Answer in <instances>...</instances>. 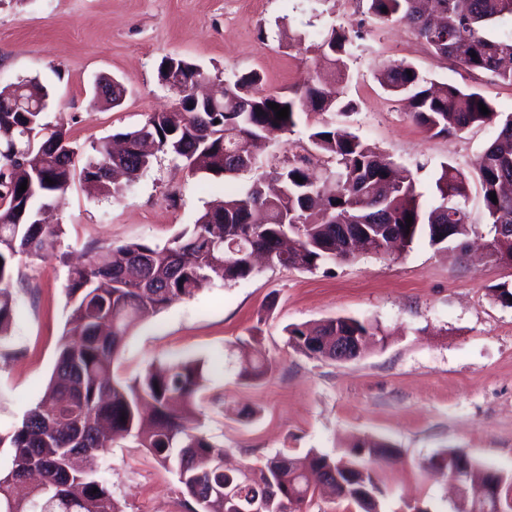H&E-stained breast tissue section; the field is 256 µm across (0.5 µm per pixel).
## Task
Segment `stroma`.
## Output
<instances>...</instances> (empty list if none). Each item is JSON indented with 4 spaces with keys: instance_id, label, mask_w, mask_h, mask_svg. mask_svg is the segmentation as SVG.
<instances>
[{
    "instance_id": "35a3bbf8",
    "label": "stroma",
    "mask_w": 512,
    "mask_h": 512,
    "mask_svg": "<svg viewBox=\"0 0 512 512\" xmlns=\"http://www.w3.org/2000/svg\"><path fill=\"white\" fill-rule=\"evenodd\" d=\"M241 2L0 0V88L38 78L50 90L46 121H65L73 143L87 152L174 107L157 78L164 56L200 65L215 84L255 71L265 91L285 94L313 74V33L345 28L359 44L340 84L355 104L346 124L410 171L427 198L441 163L469 171L498 127L427 135L404 102L380 88L379 67L410 63L435 81L474 87L501 115L512 114L511 84L451 73L406 25L367 14L366 0H258L250 10ZM296 34L302 44L289 46L288 36ZM103 76L126 87L122 106L94 103ZM249 179L246 173L227 181L192 177L162 154L116 199L73 182L48 221L63 227L62 248L75 261L89 245L100 251L130 241L163 245L194 224L208 202ZM65 276L54 256L16 263L10 351L0 354L1 428L21 421L52 376L69 315ZM505 281H512V268L476 254L439 252L424 238L400 254L360 255L330 274L263 268L142 320L125 339L120 372L133 377L177 357L205 358L216 374L201 430L223 446L228 465H260L312 448L339 457L357 439L383 438L396 449L378 469L385 512L417 506L461 512L447 473L422 464L455 449L480 465L512 471V307L490 293ZM331 317L371 321L383 341L347 362L288 346L287 325ZM248 358L270 365L264 380L239 378ZM246 409L254 418H242ZM103 467L124 512H190L176 474L132 442L113 444Z\"/></svg>"
}]
</instances>
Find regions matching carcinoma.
<instances>
[{
    "mask_svg": "<svg viewBox=\"0 0 512 512\" xmlns=\"http://www.w3.org/2000/svg\"><path fill=\"white\" fill-rule=\"evenodd\" d=\"M377 19L405 22L455 71L488 74L512 84V36L487 35V29L512 21V0H366ZM387 12H382V9ZM321 58L339 78L357 45L350 33L333 29L316 34ZM176 69H166V64ZM158 80L177 108L148 115L134 130L92 146L76 170L77 151L65 122H44L49 91L30 78L0 88V349L10 342L16 301L11 288L18 258L55 254L60 225L41 224L38 212L59 207L74 179L89 192L118 197L125 186L108 177L107 163L124 170L126 183L148 170L159 153L180 161L193 175L230 178L252 174L249 184L225 193L199 215L191 228L164 245L130 242L109 249L99 260L87 250L84 262L68 266L65 291L69 317L54 372L41 398L22 422L0 431V447L11 465L0 469V512H123L103 474L101 459L115 440L132 439L157 464L173 469L192 512H238L241 501L229 494L259 495L270 512H303L315 495L310 474L329 476L338 497L359 509L382 512L385 492L377 467L392 456L383 440L362 439L349 446V465L311 449L303 457L278 454L261 465L224 471V448L210 441L190 417L196 399L215 373L204 358H178L150 367L133 378L114 374L125 338L145 311H161L173 300L192 297L202 285L245 280L254 274L258 253L271 267L313 272L355 258L383 254L396 243L406 248L421 237L441 251L464 249L472 229L466 207L469 180L481 189L494 255H512V116L500 122L494 142L469 173L450 162L435 180V202H420L412 174L360 136L326 121L307 127L311 149L331 158L336 171L323 180L302 156L285 158L274 171L277 190H266L265 161L256 153L272 130L293 134L310 112L345 116L354 106L334 86L315 79L304 91L267 94L252 71L226 80L224 97L214 103L193 97L194 79L205 78L197 64L178 55L164 57ZM380 87L408 101L413 122L432 137L463 132L493 122L498 113L480 93L451 81H428L412 65L394 62L377 70ZM270 103L289 107L276 119ZM489 114L483 115L479 104ZM173 131H168V128ZM300 177L299 183L295 177ZM51 182H46V179ZM25 192H19L21 183ZM496 193L492 202L490 193ZM413 223L407 224L406 218ZM294 350L333 359L338 336L372 339L378 327L367 320L329 318L285 327ZM270 371L262 361L241 364L239 376L258 382ZM463 453L444 450L426 465L450 467ZM489 482L506 512H512V473L479 466L471 480Z\"/></svg>",
    "mask_w": 512,
    "mask_h": 512,
    "instance_id": "carcinoma-1",
    "label": "carcinoma"
}]
</instances>
